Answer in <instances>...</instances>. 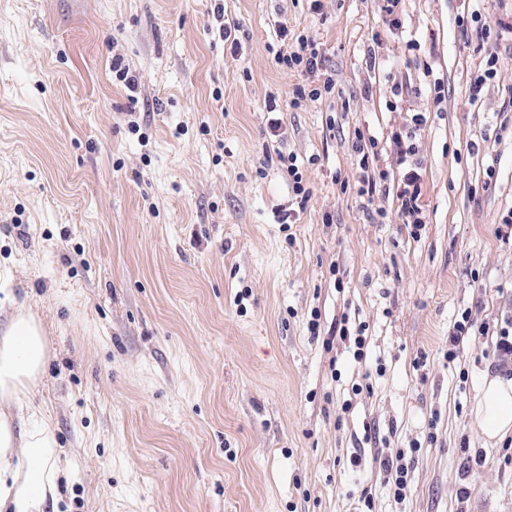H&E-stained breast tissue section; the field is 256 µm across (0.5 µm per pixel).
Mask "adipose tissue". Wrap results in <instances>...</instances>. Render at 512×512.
Instances as JSON below:
<instances>
[{
  "instance_id": "obj_1",
  "label": "adipose tissue",
  "mask_w": 512,
  "mask_h": 512,
  "mask_svg": "<svg viewBox=\"0 0 512 512\" xmlns=\"http://www.w3.org/2000/svg\"><path fill=\"white\" fill-rule=\"evenodd\" d=\"M49 360L40 321L14 303L0 325V512H58L64 471L54 425L29 403ZM474 414L486 442L512 437V377H486Z\"/></svg>"
}]
</instances>
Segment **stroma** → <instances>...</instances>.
<instances>
[{
	"label": "stroma",
	"mask_w": 512,
	"mask_h": 512,
	"mask_svg": "<svg viewBox=\"0 0 512 512\" xmlns=\"http://www.w3.org/2000/svg\"><path fill=\"white\" fill-rule=\"evenodd\" d=\"M322 4L0 0V323L22 300L51 344L32 403L70 471L59 512H353L365 490L373 512H512V444L472 413L512 318V0H403L398 28L379 0ZM283 22L335 82L297 108ZM414 112L416 232L397 155L369 202L351 156ZM344 315L368 326L365 364L325 344ZM399 451L398 501L379 461ZM287 162L288 176L291 177V183H289L291 191L296 200L300 199L297 202L299 210H304L306 203L311 198L312 191L307 187L306 183H303V176L299 172L298 166L295 164L296 159L288 155ZM473 324L467 315L462 314L461 320L455 321L452 331L448 334V359H455L460 345L471 336Z\"/></svg>",
	"instance_id": "35a3bbf8"
}]
</instances>
